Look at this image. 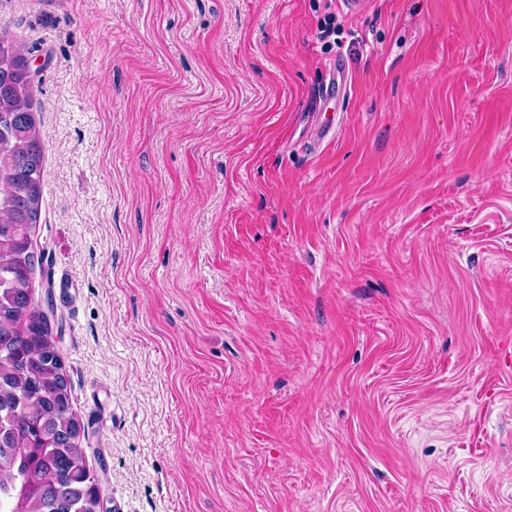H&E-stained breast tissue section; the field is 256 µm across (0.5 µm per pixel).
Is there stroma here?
<instances>
[{
  "label": "stroma",
  "mask_w": 512,
  "mask_h": 512,
  "mask_svg": "<svg viewBox=\"0 0 512 512\" xmlns=\"http://www.w3.org/2000/svg\"><path fill=\"white\" fill-rule=\"evenodd\" d=\"M0 33L104 512H512V0H0Z\"/></svg>",
  "instance_id": "1"
}]
</instances>
